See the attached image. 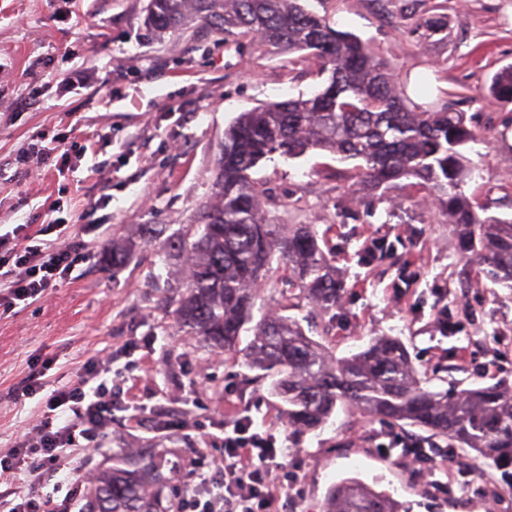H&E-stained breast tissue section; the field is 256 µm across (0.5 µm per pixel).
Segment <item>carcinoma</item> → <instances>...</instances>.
Segmentation results:
<instances>
[{
    "label": "carcinoma",
    "instance_id": "obj_1",
    "mask_svg": "<svg viewBox=\"0 0 512 512\" xmlns=\"http://www.w3.org/2000/svg\"><path fill=\"white\" fill-rule=\"evenodd\" d=\"M309 0H149L148 21L159 32L196 18L258 45L315 59L329 83L309 98H290L242 112L224 131L217 161V203L202 208L193 232L170 248L190 265L185 293L171 301L180 327L213 351L236 350L253 321L256 286L273 264L289 266L282 308L305 299L325 310L339 304L336 269L311 224L282 233L260 216L263 184L252 177L274 155L298 158L319 149L339 160L359 159L348 178L367 192L400 188L429 192L459 228L462 249L492 280L512 288V218L480 217L461 187L469 170L460 147L475 134L466 114L446 107L410 109L387 64L356 36L335 29ZM491 100L512 103V66L492 79ZM255 322V321H253ZM241 349L248 365L272 376V394L295 433L315 431L345 405L362 419L414 426L450 448L474 452L475 469L512 463V385L498 382L445 389L411 361L395 336H375L361 351L337 358L285 315L263 316ZM169 478L150 448L100 474L89 512H169ZM326 512H408L405 504L356 478L331 488Z\"/></svg>",
    "mask_w": 512,
    "mask_h": 512
}]
</instances>
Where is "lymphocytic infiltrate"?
Wrapping results in <instances>:
<instances>
[{"label": "lymphocytic infiltrate", "mask_w": 512, "mask_h": 512, "mask_svg": "<svg viewBox=\"0 0 512 512\" xmlns=\"http://www.w3.org/2000/svg\"><path fill=\"white\" fill-rule=\"evenodd\" d=\"M83 232V225L58 222L43 225L36 237L24 224L0 233V308L8 311L40 299L70 278L85 259L72 243ZM100 373L99 363L85 364L73 380L50 391L44 388L42 370L27 377L21 394L41 396L44 415L35 436L0 453V473L18 484L7 512H83L84 451L100 447L117 405ZM253 425L247 415L225 425L221 464L196 472L197 483L177 512H277L272 474L282 468L288 451L277 446L275 437L255 432ZM47 471L62 477L66 494L61 503L38 501L22 490Z\"/></svg>", "instance_id": "1"}]
</instances>
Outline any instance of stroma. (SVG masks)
<instances>
[{
  "label": "stroma",
  "instance_id": "stroma-1",
  "mask_svg": "<svg viewBox=\"0 0 512 512\" xmlns=\"http://www.w3.org/2000/svg\"><path fill=\"white\" fill-rule=\"evenodd\" d=\"M149 0H0V225L38 231L83 216L78 244L89 260L30 305L0 316V451L35 431L38 398L17 390L33 365L50 362L48 388L90 361L126 403L91 466L111 468L127 450L153 446L176 496L193 481L182 463L224 455V425L248 415L294 451L281 512H324L327 491L357 478L405 503L409 512H512V467L485 478L470 453L448 449L447 493L426 471L385 455L396 429L337 409L320 430L289 441L281 401L242 356L215 352L186 335L159 307L181 286L187 265L168 243L213 199L224 131L243 112L310 97L327 83L314 59L244 39L225 40L202 23L152 35ZM317 11L381 57L418 111L464 112L476 135L463 152L472 176L462 190L487 214L512 217V104L491 101L494 74L512 65V0H323ZM438 18L439 32L420 28ZM85 86L62 84L63 71ZM63 140L77 171L20 165V155ZM353 161L319 151L272 155L254 169L272 224H311L344 284L329 311L301 302L292 315L333 355L372 337L397 336L422 368L445 366L464 386L512 383V288L479 275L458 233L427 192L368 195L345 173ZM128 256L112 264L113 244ZM470 360H461V352ZM146 406L141 422L129 407ZM171 422L165 436L156 427Z\"/></svg>",
  "mask_w": 512,
  "mask_h": 512
}]
</instances>
